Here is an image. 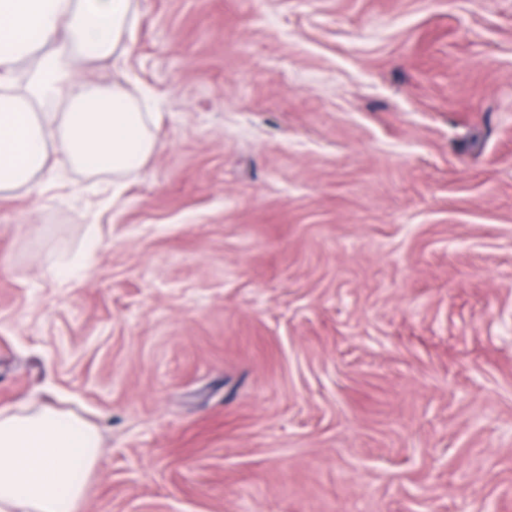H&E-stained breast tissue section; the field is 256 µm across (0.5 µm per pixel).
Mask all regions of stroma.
Returning <instances> with one entry per match:
<instances>
[{
    "instance_id": "35a3bbf8",
    "label": "stroma",
    "mask_w": 512,
    "mask_h": 512,
    "mask_svg": "<svg viewBox=\"0 0 512 512\" xmlns=\"http://www.w3.org/2000/svg\"><path fill=\"white\" fill-rule=\"evenodd\" d=\"M139 12L152 155L0 195V408L78 512H512V0ZM98 442L95 427L72 413L1 408L0 511L77 512L99 461Z\"/></svg>"
}]
</instances>
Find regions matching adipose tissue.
<instances>
[{"label": "adipose tissue", "mask_w": 512, "mask_h": 512, "mask_svg": "<svg viewBox=\"0 0 512 512\" xmlns=\"http://www.w3.org/2000/svg\"><path fill=\"white\" fill-rule=\"evenodd\" d=\"M138 20L136 0H0V192L66 167L119 175L153 153V117L120 82L74 76L81 59L123 56ZM98 442L74 414L1 408L0 512H77Z\"/></svg>", "instance_id": "obj_1"}]
</instances>
